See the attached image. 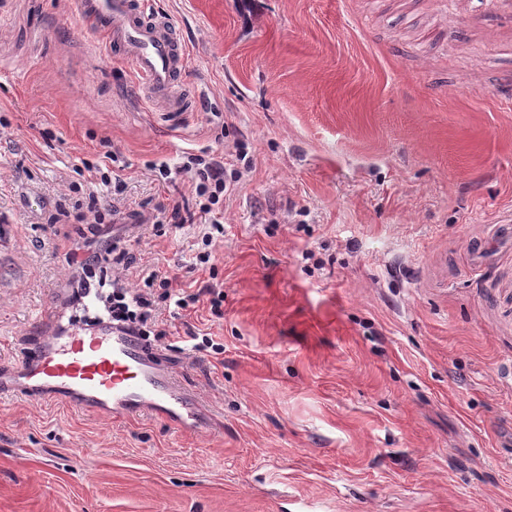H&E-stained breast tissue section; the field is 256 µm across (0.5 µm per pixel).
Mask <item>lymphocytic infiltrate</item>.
Instances as JSON below:
<instances>
[{"label":"lymphocytic infiltrate","mask_w":512,"mask_h":512,"mask_svg":"<svg viewBox=\"0 0 512 512\" xmlns=\"http://www.w3.org/2000/svg\"><path fill=\"white\" fill-rule=\"evenodd\" d=\"M190 188L195 196L196 209L184 214L179 209L160 207L155 213L141 218L139 227L158 236L166 231L182 228L183 225L200 223L202 251L196 252L197 265L209 269L213 266L214 245L217 236L224 231V194L227 183L224 179V164L219 160L204 163L190 177ZM57 212L66 217L76 214L83 223L84 234L100 244L93 252L71 247L67 260L78 275L72 285L71 301H80L84 289L99 290L102 305L101 319L126 335L138 340L162 341L170 335L165 316V301H173L176 308L184 310L199 300L198 294L172 293V281L160 270L147 269L142 277V286H132L128 273L137 258L121 247V235L113 234L111 209L100 207L97 194L75 200L72 204L58 202ZM160 289V296H153V289Z\"/></svg>","instance_id":"f902f5d3"}]
</instances>
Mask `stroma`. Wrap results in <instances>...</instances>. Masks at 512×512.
<instances>
[{
	"instance_id": "35a3bbf8",
	"label": "stroma",
	"mask_w": 512,
	"mask_h": 512,
	"mask_svg": "<svg viewBox=\"0 0 512 512\" xmlns=\"http://www.w3.org/2000/svg\"><path fill=\"white\" fill-rule=\"evenodd\" d=\"M151 2L200 111L141 99L76 0H0V372L75 313L61 186L117 153L133 224L240 149L215 276L198 225L141 247L224 293L171 320L223 354L160 361L208 425L1 398L0 512H512V0Z\"/></svg>"
}]
</instances>
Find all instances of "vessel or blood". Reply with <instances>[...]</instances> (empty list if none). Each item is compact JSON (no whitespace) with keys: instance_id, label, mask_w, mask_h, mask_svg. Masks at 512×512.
Wrapping results in <instances>:
<instances>
[{"instance_id":"obj_1","label":"vessel or blood","mask_w":512,"mask_h":512,"mask_svg":"<svg viewBox=\"0 0 512 512\" xmlns=\"http://www.w3.org/2000/svg\"><path fill=\"white\" fill-rule=\"evenodd\" d=\"M77 6L131 65L143 99L165 112L201 107L202 98L186 100L179 89L186 48L171 17L152 11L146 0H78ZM160 358L104 324L90 333L57 328L17 371L0 377V397L22 396L115 417L150 414L179 428L201 424L202 404L160 369Z\"/></svg>"}]
</instances>
